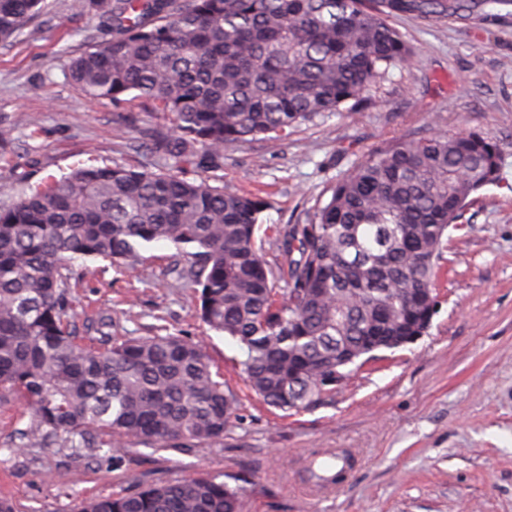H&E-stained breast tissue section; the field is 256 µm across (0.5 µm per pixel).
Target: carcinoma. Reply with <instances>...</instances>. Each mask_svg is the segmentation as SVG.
I'll return each instance as SVG.
<instances>
[{
    "instance_id": "cac0c4a2",
    "label": "carcinoma",
    "mask_w": 512,
    "mask_h": 512,
    "mask_svg": "<svg viewBox=\"0 0 512 512\" xmlns=\"http://www.w3.org/2000/svg\"><path fill=\"white\" fill-rule=\"evenodd\" d=\"M512 0H72L111 39L73 57L93 99H140L170 121L141 146L166 169L77 167L0 208V390L30 409L10 452L56 445L74 460L128 442L208 447L224 440L236 396L203 346L155 326L114 336L103 315L78 327L70 261L133 269L140 250L172 244L168 271L199 319L244 351L245 382L268 406L299 412L336 392V372L423 335L436 263L469 197L499 181L501 150L476 132L401 136L359 159L302 224L257 237L266 202L179 175L214 168L224 149L284 137L355 108L415 51L400 15L465 24ZM44 0H0V46ZM280 256L266 259L265 245ZM349 455L312 461L338 483ZM73 512H243L219 475L171 479L83 500Z\"/></svg>"
}]
</instances>
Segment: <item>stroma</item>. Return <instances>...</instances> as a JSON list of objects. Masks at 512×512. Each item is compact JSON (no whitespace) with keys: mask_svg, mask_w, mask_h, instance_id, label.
Returning <instances> with one entry per match:
<instances>
[{"mask_svg":"<svg viewBox=\"0 0 512 512\" xmlns=\"http://www.w3.org/2000/svg\"><path fill=\"white\" fill-rule=\"evenodd\" d=\"M393 25L416 50L414 66L393 70L373 88V103L332 112L297 127L287 139L226 148L218 168L188 166L186 178L209 175L225 191L268 203L258 226L304 221L326 189L387 139L475 130L496 139L498 184L473 195L438 261L437 309L414 343L376 352L354 365L333 397L285 414L244 387L243 350L194 315L188 290L173 287L164 242L141 252L140 265L118 271L103 260H78L82 303L110 314L116 336H143L166 325L200 342L240 398L223 441L206 449L153 450L130 443L121 464L83 460L75 482L55 474L69 460L60 448L10 457L7 447L25 407L0 400V497L20 512H72L76 502L133 493L171 478L223 474L241 487L243 512H512V5L468 24L412 16ZM106 33L71 0H46V12L0 49V125L20 114L0 152V204L79 165L122 163L163 168L149 153L129 152L143 130L163 124L141 100H93L67 77L71 57ZM117 112L133 124L114 123ZM348 451L346 482L319 489L307 479L313 453Z\"/></svg>","mask_w":512,"mask_h":512,"instance_id":"35a3bbf8","label":"stroma"}]
</instances>
